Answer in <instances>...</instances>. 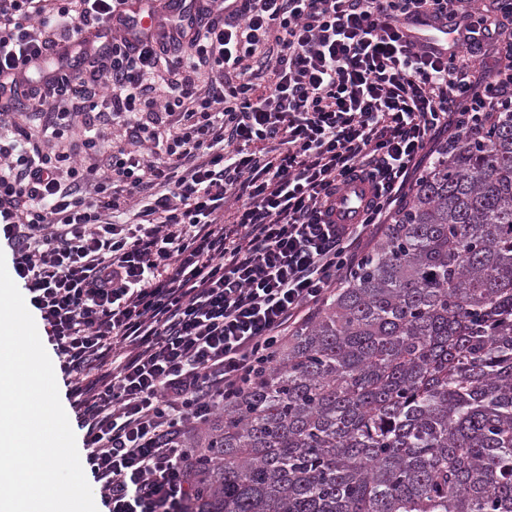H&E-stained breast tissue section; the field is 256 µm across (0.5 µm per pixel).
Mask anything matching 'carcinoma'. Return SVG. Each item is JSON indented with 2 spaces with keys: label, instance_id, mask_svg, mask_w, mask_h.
Masks as SVG:
<instances>
[{
  "label": "carcinoma",
  "instance_id": "carcinoma-1",
  "mask_svg": "<svg viewBox=\"0 0 512 512\" xmlns=\"http://www.w3.org/2000/svg\"><path fill=\"white\" fill-rule=\"evenodd\" d=\"M183 447L191 512H512V112Z\"/></svg>",
  "mask_w": 512,
  "mask_h": 512
}]
</instances>
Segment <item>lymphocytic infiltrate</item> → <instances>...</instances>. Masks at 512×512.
I'll use <instances>...</instances> for the list:
<instances>
[{
  "label": "lymphocytic infiltrate",
  "instance_id": "1",
  "mask_svg": "<svg viewBox=\"0 0 512 512\" xmlns=\"http://www.w3.org/2000/svg\"><path fill=\"white\" fill-rule=\"evenodd\" d=\"M0 0V233L49 329L107 512H189L186 433L350 271L434 134L512 112V24L466 0ZM151 18L143 26V18ZM453 26L448 51L416 23ZM360 223L327 204L354 178ZM235 200L232 222L224 206Z\"/></svg>",
  "mask_w": 512,
  "mask_h": 512
}]
</instances>
